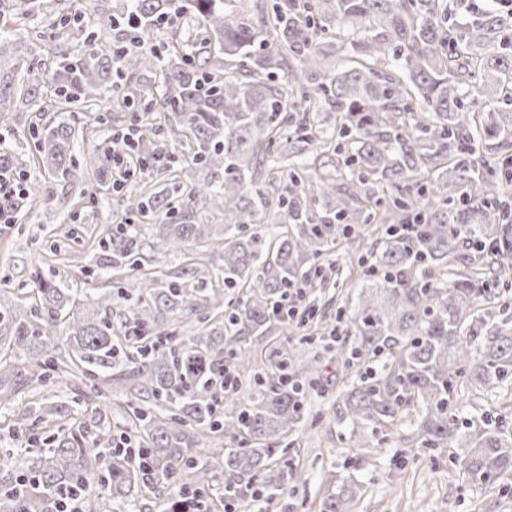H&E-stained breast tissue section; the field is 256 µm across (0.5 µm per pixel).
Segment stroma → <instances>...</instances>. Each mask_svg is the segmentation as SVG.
Listing matches in <instances>:
<instances>
[{
	"mask_svg": "<svg viewBox=\"0 0 512 512\" xmlns=\"http://www.w3.org/2000/svg\"><path fill=\"white\" fill-rule=\"evenodd\" d=\"M30 181L50 193L49 203L37 205L26 219L0 226V278L14 289L24 288L32 271L41 270L73 288L111 290L112 279L95 264L98 241L123 223L111 183L86 176L88 200L77 202L66 186L50 182L41 170H30ZM298 335L274 331L252 337L242 352L248 370L269 368L274 351L303 352ZM335 387L308 398L322 415L318 427L301 425L293 437L298 456L295 474L281 487L265 486L254 512H287L289 504L303 502V512H317L318 489L332 465L349 456L348 434L336 421ZM10 423L0 418V488L14 483L29 465L31 453L24 439H11ZM389 447L367 448L359 455L356 478L366 487L363 512H512V495L499 488L469 486L451 469L431 470L424 457L397 467Z\"/></svg>",
	"mask_w": 512,
	"mask_h": 512,
	"instance_id": "obj_1",
	"label": "stroma"
}]
</instances>
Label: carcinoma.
I'll return each mask as SVG.
<instances>
[{
    "mask_svg": "<svg viewBox=\"0 0 512 512\" xmlns=\"http://www.w3.org/2000/svg\"><path fill=\"white\" fill-rule=\"evenodd\" d=\"M45 2L0 0V165L25 174L40 163L79 187L82 203L75 125L64 117L29 127L13 115L80 103L110 120L119 93L137 127L135 151L166 184L116 200L155 232L146 255L135 225L100 238L104 270L124 276L116 289L69 288L37 272L26 302L0 286V408L26 365L40 388L90 381L104 433L116 382L129 392L145 464L114 446L125 435L105 442L82 425L58 428L31 475L0 490V512L70 500L86 478L100 489L92 512H112V502L158 482L178 488L165 512H210L216 488L231 512H253L257 486L284 481L278 462L289 466L290 436L309 416L304 400L322 388L323 357L298 370L281 358L244 399L237 382L218 378L226 364L243 365L248 338L305 328L288 297L299 285L339 287L322 256L380 210L390 219L383 248L358 259L360 292L329 330L349 448H417L482 487L511 477L512 412L468 417L462 396L512 384V10L492 0L462 18L448 0H254L247 16L228 0H117L108 53L78 0H58L54 13ZM188 17L199 24L192 45L173 30L163 51L153 49L160 28ZM29 29L55 43L51 68L17 67ZM345 53L353 65L313 72ZM388 57L400 76L379 69ZM143 69L158 76L147 95L132 89ZM475 94L489 98L488 110L466 109ZM163 122L174 123L203 182H181L178 159L155 140ZM482 139L492 158L478 162ZM111 160L89 153L83 169L103 181ZM34 200L30 189L2 196L0 210L15 215ZM206 210L224 223L192 222ZM191 241L210 245L207 262L152 269ZM219 281L233 291L223 306ZM165 312L176 324H158ZM65 411L42 396L12 430L35 443L34 428ZM362 493L351 474H333L318 512H358Z\"/></svg>",
    "mask_w": 512,
    "mask_h": 512,
    "instance_id": "1",
    "label": "carcinoma"
}]
</instances>
